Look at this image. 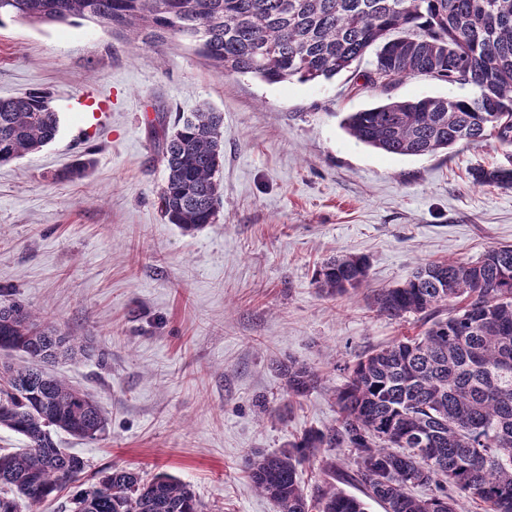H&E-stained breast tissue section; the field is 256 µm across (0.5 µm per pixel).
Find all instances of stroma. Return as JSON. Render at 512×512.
I'll use <instances>...</instances> for the list:
<instances>
[{
    "label": "stroma",
    "instance_id": "obj_1",
    "mask_svg": "<svg viewBox=\"0 0 512 512\" xmlns=\"http://www.w3.org/2000/svg\"><path fill=\"white\" fill-rule=\"evenodd\" d=\"M45 93L56 139L0 165V304L17 302L93 344L54 373L108 418L100 439L57 433L86 476L118 465L191 485L203 512H278L250 484L246 459L333 424V390L369 348L422 331L389 320L376 290L420 265L474 261L512 244V189L470 172L506 163L489 138L434 156L365 145L342 119L385 100L459 94L427 76L389 92L345 72L268 84L220 75L184 45L131 49L79 20L0 27V98ZM224 115L223 188L215 223L182 234L162 215L164 167L153 135L180 113ZM91 158L86 177L64 178ZM366 257L351 296L314 284L328 259ZM321 377L289 396L280 367Z\"/></svg>",
    "mask_w": 512,
    "mask_h": 512
}]
</instances>
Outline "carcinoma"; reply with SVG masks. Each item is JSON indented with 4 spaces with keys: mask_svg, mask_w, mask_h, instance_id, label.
Masks as SVG:
<instances>
[{
    "mask_svg": "<svg viewBox=\"0 0 512 512\" xmlns=\"http://www.w3.org/2000/svg\"><path fill=\"white\" fill-rule=\"evenodd\" d=\"M76 19L118 29L137 46L178 40L221 74H251L268 84L328 81L371 55L365 84L387 89L414 76L469 87L475 94L388 98L349 113L356 140L386 154L436 155L492 135L512 145V0H0L8 21L63 24ZM59 117L47 97L0 98V164L55 140ZM165 170L159 206L186 234L214 223L221 197L224 115L184 112L160 124ZM473 184L512 188L507 165L476 168ZM365 258L324 262L315 284L344 296L367 277ZM378 315L421 317L426 328L375 348L348 368L336 388L338 420L250 459L256 491L279 512H367L336 487V464L309 496L299 470L324 448H347L352 475L384 512H458L462 498L485 512H512V245L477 261L448 259L417 268L403 284L373 295ZM453 312L441 317L446 307ZM0 351L22 352L27 367H0V428L25 447L0 452V512H30L80 481L82 459L53 432L81 439L106 434L108 419L85 391L48 372L60 358L90 355L80 343L20 304L0 305ZM288 394L319 385L304 365L281 367ZM426 487L425 497L412 494ZM71 512H202L190 485L167 474L147 478L110 466L76 492Z\"/></svg>",
    "mask_w": 512,
    "mask_h": 512,
    "instance_id": "obj_1",
    "label": "carcinoma"
}]
</instances>
